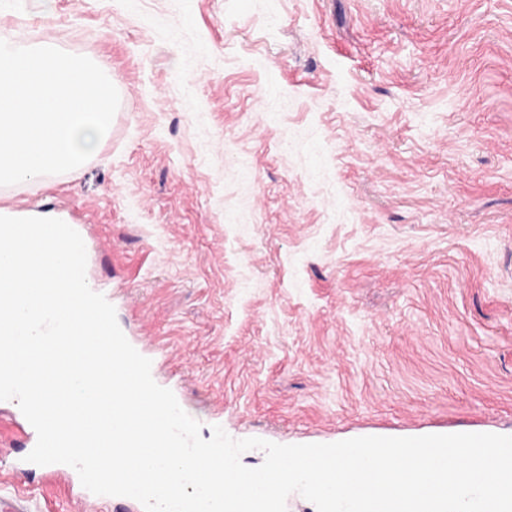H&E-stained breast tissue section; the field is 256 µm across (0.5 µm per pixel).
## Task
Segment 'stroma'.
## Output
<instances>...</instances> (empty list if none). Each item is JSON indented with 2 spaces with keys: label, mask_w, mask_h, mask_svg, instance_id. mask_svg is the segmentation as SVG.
<instances>
[{
  "label": "stroma",
  "mask_w": 512,
  "mask_h": 512,
  "mask_svg": "<svg viewBox=\"0 0 512 512\" xmlns=\"http://www.w3.org/2000/svg\"><path fill=\"white\" fill-rule=\"evenodd\" d=\"M18 30L120 105L0 212L92 217L86 276L203 439L512 433V0H0Z\"/></svg>",
  "instance_id": "35a3bbf8"
}]
</instances>
